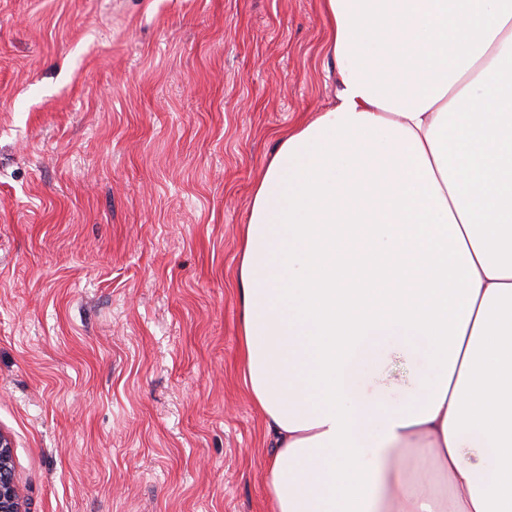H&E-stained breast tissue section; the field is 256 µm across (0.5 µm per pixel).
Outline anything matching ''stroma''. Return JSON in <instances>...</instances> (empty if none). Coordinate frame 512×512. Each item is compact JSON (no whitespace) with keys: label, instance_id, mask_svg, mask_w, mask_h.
<instances>
[{"label":"stroma","instance_id":"stroma-1","mask_svg":"<svg viewBox=\"0 0 512 512\" xmlns=\"http://www.w3.org/2000/svg\"><path fill=\"white\" fill-rule=\"evenodd\" d=\"M321 0H0V432L22 512H272L235 277Z\"/></svg>","mask_w":512,"mask_h":512}]
</instances>
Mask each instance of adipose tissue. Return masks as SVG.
Wrapping results in <instances>:
<instances>
[{"label": "adipose tissue", "instance_id": "1", "mask_svg": "<svg viewBox=\"0 0 512 512\" xmlns=\"http://www.w3.org/2000/svg\"><path fill=\"white\" fill-rule=\"evenodd\" d=\"M336 102L236 288L274 512H512V0H323ZM422 362L402 387L385 365Z\"/></svg>", "mask_w": 512, "mask_h": 512}]
</instances>
